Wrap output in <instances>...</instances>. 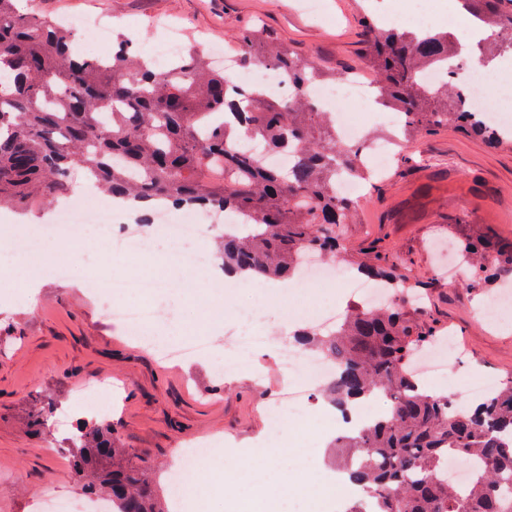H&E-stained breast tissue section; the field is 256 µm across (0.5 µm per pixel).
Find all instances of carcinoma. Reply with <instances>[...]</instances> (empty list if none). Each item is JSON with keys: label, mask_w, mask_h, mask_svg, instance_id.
Listing matches in <instances>:
<instances>
[{"label": "carcinoma", "mask_w": 512, "mask_h": 512, "mask_svg": "<svg viewBox=\"0 0 512 512\" xmlns=\"http://www.w3.org/2000/svg\"><path fill=\"white\" fill-rule=\"evenodd\" d=\"M18 0H0V207L54 201L71 190L73 168L112 199L221 210L238 223L224 233V273L266 280L295 276L309 253H339L342 226L355 201L337 191L342 177L373 183L360 147L340 143L336 127L310 94L319 66L278 46L260 27L236 39L243 66L261 62L288 72L295 96L285 100L234 83L195 52L159 73L123 41L108 67L72 57L78 35ZM489 35L476 56L512 52V0H459ZM362 60L382 105L404 115L414 137L453 123L498 149L509 140L470 109L454 89L457 38L439 31L400 32L367 24ZM448 80L420 79L432 65ZM252 139L266 152L288 149L286 170L234 143ZM460 252L470 286L489 270L512 277V239L467 237ZM358 273L400 294L423 287L378 244L352 259ZM433 336L420 312L405 306L352 307L327 332L301 329L297 342L321 351L336 373L324 385L341 414L376 394L390 413L332 443L344 480L358 490L346 512H512V381L484 401L461 406L433 396L410 372L411 352ZM76 476L116 512H168L147 456L121 448L102 424L78 425L72 437ZM474 460L468 485L442 481L448 457Z\"/></svg>", "instance_id": "carcinoma-1"}]
</instances>
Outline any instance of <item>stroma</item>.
I'll use <instances>...</instances> for the list:
<instances>
[{"label": "stroma", "instance_id": "35a3bbf8", "mask_svg": "<svg viewBox=\"0 0 512 512\" xmlns=\"http://www.w3.org/2000/svg\"><path fill=\"white\" fill-rule=\"evenodd\" d=\"M322 2L315 17L302 0H36L35 7L57 18L106 20L141 54L149 53L166 27L179 30L186 44L207 41L227 49L239 31L259 26L292 53L336 74L360 66L368 16L416 9L414 0ZM401 153L386 180L365 190L344 244L356 253L382 242L412 278L424 282L427 324L439 335H453L461 350L448 359L452 377L506 380L512 377V328H489L478 316L492 285L449 281L444 263L448 244L463 235L512 237V148H489L448 125L410 138ZM52 211L49 204L0 210V264L13 261L12 238L49 222ZM177 250L160 242L126 264L103 248L78 253L69 243L50 241L29 262L28 273L39 283L35 301H26L15 282L0 285V512H31V500L47 490L85 495L73 472L72 443L53 418L73 410L79 419L99 422L96 412L81 409L77 395L102 380L112 382L114 437L123 447L147 452L158 471L169 467L180 444L201 437L228 441L226 457L274 441L264 405L277 391L280 372L272 347L287 337L285 320L323 304L344 312L349 299L337 285L315 284L285 295L236 288L223 304H213L209 297L221 291V283L206 284L203 268L179 265ZM70 254L75 260L69 278L51 277L49 265ZM89 270L104 278L165 271L173 286L157 297L156 335L170 344L209 337L211 357L169 364L159 351L125 336L120 325L102 317V296L85 288ZM192 283L197 291H189ZM250 313L258 314L272 343L258 357L266 373L261 382L217 372L228 356L226 340ZM323 409L321 397L311 399L315 431L308 446L317 477L331 470L327 445L336 434Z\"/></svg>", "mask_w": 512, "mask_h": 512}]
</instances>
